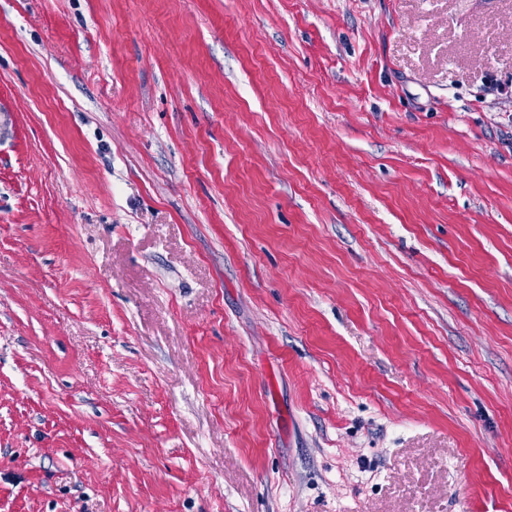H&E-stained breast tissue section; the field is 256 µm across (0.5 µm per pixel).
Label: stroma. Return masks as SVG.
<instances>
[{
    "mask_svg": "<svg viewBox=\"0 0 512 512\" xmlns=\"http://www.w3.org/2000/svg\"><path fill=\"white\" fill-rule=\"evenodd\" d=\"M512 0H0V512H512Z\"/></svg>",
    "mask_w": 512,
    "mask_h": 512,
    "instance_id": "1",
    "label": "stroma"
}]
</instances>
